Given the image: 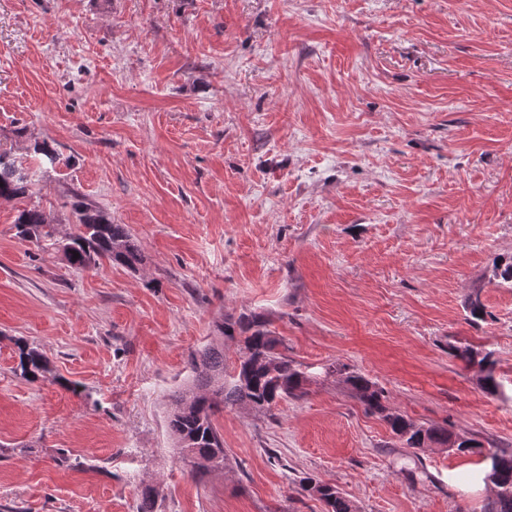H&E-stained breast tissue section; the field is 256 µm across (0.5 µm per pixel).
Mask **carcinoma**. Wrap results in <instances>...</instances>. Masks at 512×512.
Returning <instances> with one entry per match:
<instances>
[{
    "instance_id": "carcinoma-1",
    "label": "carcinoma",
    "mask_w": 512,
    "mask_h": 512,
    "mask_svg": "<svg viewBox=\"0 0 512 512\" xmlns=\"http://www.w3.org/2000/svg\"><path fill=\"white\" fill-rule=\"evenodd\" d=\"M34 153L40 155L36 169L11 152L0 150V198L22 203L14 219L18 236L47 248L58 245V240L55 225L49 222L45 210L36 201L37 185L41 170L56 167L61 157L56 147L46 140L34 145ZM67 204L75 217L77 232L67 238L62 250L72 266L84 270L116 264L133 272L139 270L143 255L126 225L112 223L106 211L75 190L69 191ZM75 252L79 253L76 259L73 258ZM492 279L499 285L512 286V256L495 262ZM465 310L466 320L471 324L485 318V307L478 294L469 298ZM219 329L230 339L240 338L236 362L227 365L222 345H208L191 353L189 364L196 374V383L174 397L167 418L180 453L189 460L197 475L224 465V437L215 424L220 406L246 405L268 412L282 399L302 397L308 379L301 365L282 350L283 340L269 328L264 315L245 314L235 321L222 322ZM17 348L20 376L29 382L47 378L51 368L43 352L23 340L17 341ZM450 350L478 374L486 393L503 395L502 384L495 376L496 361L492 351L470 345H453ZM344 382L365 412L385 420L400 447L419 450L436 444L457 454L484 456L485 479L496 488V495L485 512H512L511 453L486 449L473 438L450 433L444 427L418 424L406 415L389 411L385 405L386 391L357 372L345 373ZM299 489L318 497L326 507L325 512H357L355 502L334 485L304 477L299 481Z\"/></svg>"
}]
</instances>
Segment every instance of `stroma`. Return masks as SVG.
<instances>
[{"label": "stroma", "instance_id": "35a3bbf8", "mask_svg": "<svg viewBox=\"0 0 512 512\" xmlns=\"http://www.w3.org/2000/svg\"><path fill=\"white\" fill-rule=\"evenodd\" d=\"M49 141L59 238L75 189L144 262L79 270L0 199V512H484L475 455L403 456L328 366L416 422L512 451V0H0V149ZM479 294L486 315L465 319ZM259 312L311 373L225 408L224 469L167 429L191 352ZM48 379L17 371L16 340ZM493 351L491 396L450 353ZM417 480H409L407 468ZM16 344L19 353L20 376L29 382L46 379L52 370L43 352L23 340H18ZM28 374H31V377H28ZM301 493L307 492L318 497L326 507L325 512H357L354 501L349 499L336 486L316 482L311 477H304L299 481Z\"/></svg>", "mask_w": 512, "mask_h": 512}]
</instances>
